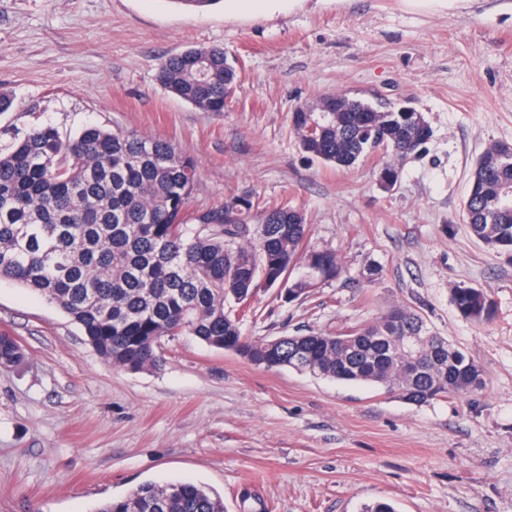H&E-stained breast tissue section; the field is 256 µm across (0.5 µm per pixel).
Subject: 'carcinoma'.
Returning a JSON list of instances; mask_svg holds the SVG:
<instances>
[{"mask_svg":"<svg viewBox=\"0 0 512 512\" xmlns=\"http://www.w3.org/2000/svg\"><path fill=\"white\" fill-rule=\"evenodd\" d=\"M158 81L195 108L221 113L237 72L224 48L194 47L161 62ZM292 125L304 153L341 169L386 146V188L432 136L418 112L294 111ZM196 176L195 160L158 138L96 125L68 137L52 125L31 127L0 147V279L58 307L115 369L153 368L165 342L189 334L258 367L370 384L409 404L483 390L484 367L404 305L336 335H244L241 322L261 289L303 300L343 265L334 250L304 248L305 216L292 206L264 209L245 194L189 211ZM464 213L477 240L512 259V154L494 144L477 157ZM451 301L465 321L496 317L482 288L459 286ZM394 336L420 340L411 374L402 370L406 354L389 351ZM24 361L19 341L0 333V367ZM93 512H224V501L192 482H145Z\"/></svg>","mask_w":512,"mask_h":512,"instance_id":"obj_1","label":"carcinoma"}]
</instances>
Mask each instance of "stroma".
Masks as SVG:
<instances>
[{
    "label": "stroma",
    "mask_w": 512,
    "mask_h": 512,
    "mask_svg": "<svg viewBox=\"0 0 512 512\" xmlns=\"http://www.w3.org/2000/svg\"><path fill=\"white\" fill-rule=\"evenodd\" d=\"M224 48L238 85L223 113L158 82L161 61ZM0 142L37 124L167 139L197 163L191 210L252 194L304 211L309 244L343 275L304 300L259 293L246 335L336 332L391 306L421 313L486 369L465 398L417 406L368 384L255 366L190 335L160 364H105L77 324L0 280V332L26 351L0 367V512H92L141 483L206 486L224 512H512V262L468 230L477 156L512 142V0L416 12L401 0H243L188 10L173 0H0ZM344 93L407 103L433 136L384 189L376 151L340 170L305 154L295 107ZM490 291L497 315L462 320L455 286Z\"/></svg>",
    "instance_id": "35a3bbf8"
}]
</instances>
